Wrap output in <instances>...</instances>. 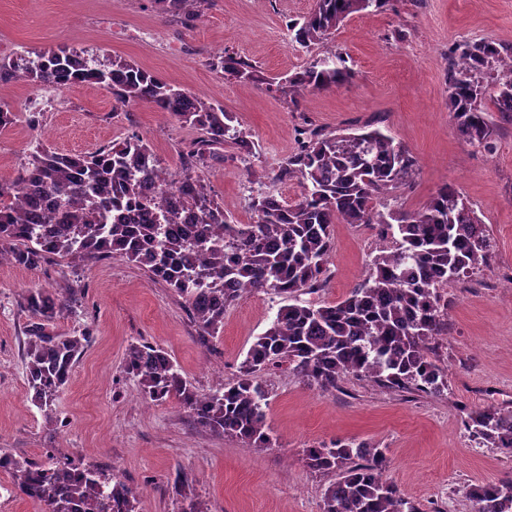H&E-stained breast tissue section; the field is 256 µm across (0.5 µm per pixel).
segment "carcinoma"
Returning a JSON list of instances; mask_svg holds the SVG:
<instances>
[{
  "mask_svg": "<svg viewBox=\"0 0 512 512\" xmlns=\"http://www.w3.org/2000/svg\"><path fill=\"white\" fill-rule=\"evenodd\" d=\"M158 10L193 26L210 0H151ZM392 0H314L303 21L288 24L308 48L333 34L356 13L382 10ZM239 82L261 84L250 61L226 54L213 64ZM496 85L492 103L499 119L512 120V48L476 41L450 52L446 80L448 112L459 139L493 152L495 124L483 103V80ZM352 79L341 56L309 66L267 88L290 97L293 106L315 92ZM29 81L69 88L97 85L115 107L150 104L199 132L180 151L176 181L158 165L149 145L133 133L88 154L58 153L38 146L17 178L0 182V261L37 268L51 259L70 264L114 255L143 266L149 276L181 296L207 347L224 326V312L246 293L272 291L288 300L271 326L256 338L240 369L242 378L201 393L169 354L150 343L129 345L127 378L156 403L178 400L200 427L268 448V392L254 374L288 366L302 382L332 392L350 376L402 393L439 395L448 374L430 343L446 333L448 298L443 289L489 267L493 243L461 194L445 184L420 209L387 208L386 201L418 174L416 159L395 138L367 123L328 131L307 126L298 147L278 172L297 178L302 197L283 204L272 196L253 200L255 219L237 224L198 181L195 169L224 161V145L253 154L254 144L234 125L224 106L185 91L136 65L108 67L98 57L60 47L23 63L0 60V81ZM165 210L163 223L153 217ZM336 224H366L390 237L393 247L372 259L364 283L343 300L317 306L300 298L325 287ZM27 381L48 425L73 367L88 346L87 329H51L73 302L69 289H30L24 297ZM462 424L480 448L512 457V410L493 404L467 411ZM315 471L336 480L322 496V512H424L388 481V459L379 445L335 440L305 450ZM11 489L43 505L44 512H137L138 492L95 465L56 462L48 467L0 456ZM474 512H512V477L468 490Z\"/></svg>",
  "mask_w": 512,
  "mask_h": 512,
  "instance_id": "1",
  "label": "carcinoma"
}]
</instances>
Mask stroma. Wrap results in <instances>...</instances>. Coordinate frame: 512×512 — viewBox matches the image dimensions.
I'll return each instance as SVG.
<instances>
[{"label":"stroma","mask_w":512,"mask_h":512,"mask_svg":"<svg viewBox=\"0 0 512 512\" xmlns=\"http://www.w3.org/2000/svg\"><path fill=\"white\" fill-rule=\"evenodd\" d=\"M313 0H212L192 28L159 13L151 0H0V59L29 58L67 47L121 60L207 96L232 112L255 144L196 177L241 224L252 222L258 194L297 201V179H278L311 123L328 130L380 120L419 165L400 191L404 209L422 207L442 185L453 186L494 239L489 268L448 285V332L435 342L448 387L437 396H411L347 379L324 393L286 367L258 373L269 392L273 444L254 448L197 426L177 400L157 404L126 379L130 344L167 351L181 374L206 393L236 382L257 336L284 300L274 292L243 295L227 308L211 347L182 298L151 280L138 263L115 257L69 265L53 260L28 269L0 263V454L38 464L69 459L120 476L139 493L138 512H182L184 496L207 512H321L331 473L312 471L304 448L321 442L366 440L385 448L387 478L425 512H474L468 486L512 477V457L476 447L462 425L461 406L494 403L512 409V124L486 153L465 145L448 117V53L470 41L512 47V0H395L392 8L351 16L327 40L303 48L288 30ZM232 53L280 78L317 58L342 55L352 80L292 106L265 86L224 79L210 67ZM32 87L0 83V102L16 114L0 130V181L14 180L37 144L61 153H89L138 133L172 177L181 173L179 147L198 136L148 104L114 111L110 93L94 85L62 92L64 108L40 112L27 103ZM319 303L345 298L369 274L385 240L364 225L335 227ZM31 288H69L76 302L55 322L60 332L89 328L92 339L56 401L60 420L48 430L29 389L23 297Z\"/></svg>","instance_id":"stroma-1"}]
</instances>
